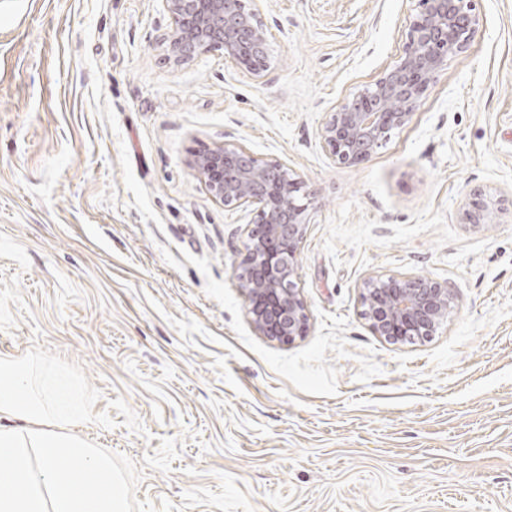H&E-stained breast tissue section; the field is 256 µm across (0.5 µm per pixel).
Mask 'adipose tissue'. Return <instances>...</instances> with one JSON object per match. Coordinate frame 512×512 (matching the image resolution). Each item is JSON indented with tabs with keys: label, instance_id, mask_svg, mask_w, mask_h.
Returning <instances> with one entry per match:
<instances>
[{
	"label": "adipose tissue",
	"instance_id": "1",
	"mask_svg": "<svg viewBox=\"0 0 512 512\" xmlns=\"http://www.w3.org/2000/svg\"><path fill=\"white\" fill-rule=\"evenodd\" d=\"M26 366L0 359V512H126L122 482L111 458L70 434L80 409L57 390L47 419L35 417ZM66 464L81 484L59 480Z\"/></svg>",
	"mask_w": 512,
	"mask_h": 512
}]
</instances>
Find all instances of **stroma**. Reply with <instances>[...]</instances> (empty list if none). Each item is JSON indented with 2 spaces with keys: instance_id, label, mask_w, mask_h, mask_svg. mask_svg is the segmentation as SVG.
<instances>
[{
  "instance_id": "stroma-1",
  "label": "stroma",
  "mask_w": 512,
  "mask_h": 512,
  "mask_svg": "<svg viewBox=\"0 0 512 512\" xmlns=\"http://www.w3.org/2000/svg\"><path fill=\"white\" fill-rule=\"evenodd\" d=\"M368 161L319 133L402 54L418 0H262L269 63L178 62L161 0H0V359L50 372L127 512H512V0ZM242 145L315 192L309 329L259 335L250 212L193 166ZM498 208L463 219L473 194ZM372 274L456 290L422 342L376 336Z\"/></svg>"
}]
</instances>
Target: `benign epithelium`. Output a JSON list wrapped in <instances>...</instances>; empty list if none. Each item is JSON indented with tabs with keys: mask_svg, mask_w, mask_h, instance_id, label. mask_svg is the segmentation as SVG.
<instances>
[{
	"mask_svg": "<svg viewBox=\"0 0 512 512\" xmlns=\"http://www.w3.org/2000/svg\"><path fill=\"white\" fill-rule=\"evenodd\" d=\"M172 15L170 49L179 61L210 50L238 69L265 67L268 29L259 0H162ZM398 62L330 113L320 136L340 165L369 160L391 134L408 125L418 102L448 57L467 48L478 26L472 0H419ZM194 167L224 207L254 214L239 264L240 288L255 330L289 343L304 335L308 313L298 284V255L314 193L287 165L264 161L243 146H224L194 159ZM470 224H490L484 199L465 213ZM455 289L420 275H371L361 286L363 315L378 336L395 343L429 338L448 321Z\"/></svg>",
	"mask_w": 512,
	"mask_h": 512,
	"instance_id": "1",
	"label": "benign epithelium"
}]
</instances>
